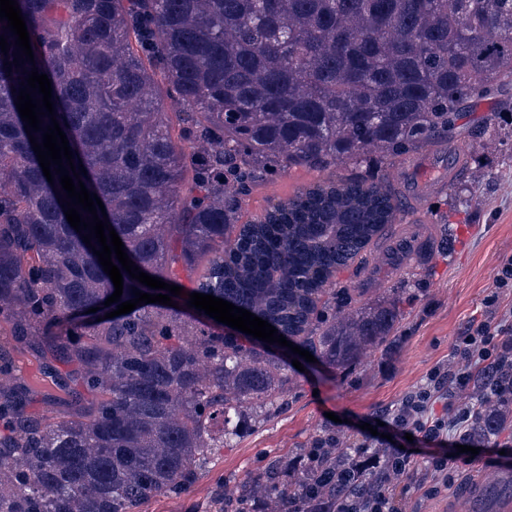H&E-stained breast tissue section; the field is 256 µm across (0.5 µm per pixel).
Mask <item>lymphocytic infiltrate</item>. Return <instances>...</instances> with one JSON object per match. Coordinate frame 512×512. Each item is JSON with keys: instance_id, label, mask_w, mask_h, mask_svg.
<instances>
[{"instance_id": "1", "label": "lymphocytic infiltrate", "mask_w": 512, "mask_h": 512, "mask_svg": "<svg viewBox=\"0 0 512 512\" xmlns=\"http://www.w3.org/2000/svg\"><path fill=\"white\" fill-rule=\"evenodd\" d=\"M508 291H512V255L501 260L483 298L484 318L468 323L455 336L448 361L434 366L424 383L389 412L385 424L397 436L409 433L424 441L467 445L471 426L486 402L512 405V323L498 314ZM411 463L403 450L363 434L352 464L337 473L336 481L353 484L361 474L373 473L380 488L334 502L312 489L305 502L311 512H405Z\"/></svg>"}]
</instances>
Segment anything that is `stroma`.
<instances>
[{
  "label": "stroma",
  "mask_w": 512,
  "mask_h": 512,
  "mask_svg": "<svg viewBox=\"0 0 512 512\" xmlns=\"http://www.w3.org/2000/svg\"><path fill=\"white\" fill-rule=\"evenodd\" d=\"M490 116L495 124H487ZM459 125L450 151L437 144L427 148L443 154L455 171L445 192L407 207L403 221L375 243L365 263L353 264L335 278L336 290L352 308L405 298L395 347L368 352L360 364L344 371L322 360L300 371L292 364L290 349L262 343L289 380L284 397L262 416L245 417L235 447L220 449L182 494L152 500L141 512H210L216 489L234 492L266 458L294 461L315 437L328 433L349 444L357 437L358 424L381 421L423 383L432 367L447 361L462 328L482 319V300L498 264L512 255V86L500 96L466 105ZM410 165L405 159L398 167H387L373 158L322 172L292 169L255 187L245 200L243 217L252 219L269 202L321 180H375ZM443 237L448 240L444 248L438 245ZM0 345L15 358L31 390V411L51 419L67 416L65 402L47 399L55 388L42 374L41 357L6 335H0ZM480 459L512 468V447L503 454L484 448L476 455H456L453 467L464 486L429 500L409 497L408 512H512V497L473 501V486L492 479L477 467Z\"/></svg>",
  "instance_id": "stroma-1"
}]
</instances>
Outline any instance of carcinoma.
Segmentation results:
<instances>
[{
    "label": "carcinoma",
    "instance_id": "1",
    "mask_svg": "<svg viewBox=\"0 0 512 512\" xmlns=\"http://www.w3.org/2000/svg\"><path fill=\"white\" fill-rule=\"evenodd\" d=\"M35 63L8 68L0 22V328L45 359L71 414L28 410L0 349V512H139L176 496L286 379L272 358L158 303L104 315L114 285L68 223L16 107L32 68L86 189L139 270L222 298L346 370L395 342L403 298L348 311L336 273L396 223L388 180L318 182L242 221L253 185L370 152L392 165L454 138L472 99L512 83V0H17ZM167 86L175 121L159 105ZM120 301L151 289L121 271ZM97 312L91 313L89 309ZM345 449L304 470L271 458L218 512H290ZM474 497L511 496L512 485Z\"/></svg>",
    "mask_w": 512,
    "mask_h": 512
}]
</instances>
